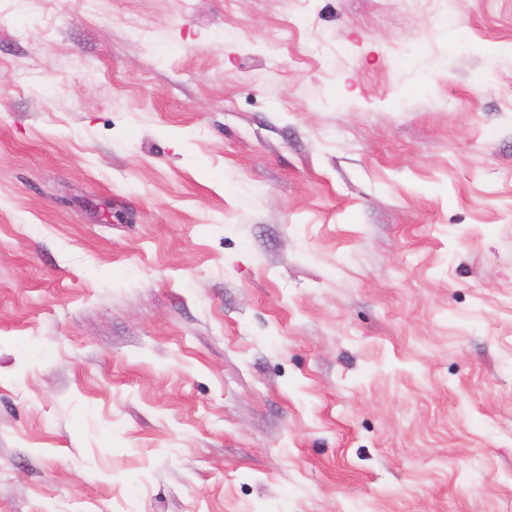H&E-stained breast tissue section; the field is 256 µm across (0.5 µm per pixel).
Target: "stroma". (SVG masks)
Returning <instances> with one entry per match:
<instances>
[{
	"label": "stroma",
	"instance_id": "1",
	"mask_svg": "<svg viewBox=\"0 0 512 512\" xmlns=\"http://www.w3.org/2000/svg\"><path fill=\"white\" fill-rule=\"evenodd\" d=\"M512 0H0V512H507Z\"/></svg>",
	"mask_w": 512,
	"mask_h": 512
}]
</instances>
